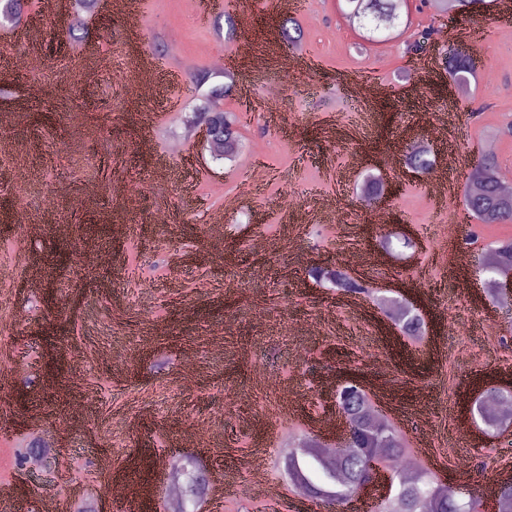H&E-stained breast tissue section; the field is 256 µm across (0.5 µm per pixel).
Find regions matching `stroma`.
<instances>
[{
    "instance_id": "35a3bbf8",
    "label": "stroma",
    "mask_w": 512,
    "mask_h": 512,
    "mask_svg": "<svg viewBox=\"0 0 512 512\" xmlns=\"http://www.w3.org/2000/svg\"><path fill=\"white\" fill-rule=\"evenodd\" d=\"M304 2L298 51L318 67L313 86L280 65L283 17L274 0H206L202 19L185 0H134L125 14H85L88 34L75 42L67 11L36 17L32 43L17 39L15 24H0V114L17 118L0 137L31 143L26 157L0 155V202L36 228L0 233V364L11 366L0 377V413L26 419L0 438V500L48 512L75 490L93 512H139L145 501L170 512L173 475L191 459L205 484L231 490L221 510L204 495L187 512H315L284 463L315 434L330 383L345 373L382 396L407 444L429 436V472L493 512L485 476L496 466L493 449L512 443V422L488 438L463 411L483 398L482 379L512 382V339L503 331L512 307L499 306L477 266L512 239V221L455 217L480 141H494L500 170H512V135L501 132L512 120V40L492 36L494 12L457 17L409 0L413 25L490 32L467 44L479 65L469 96L454 100L442 38L420 69L402 35L357 49L344 0ZM244 42L263 63L237 61L236 85L221 103L240 116L241 152L261 148L264 168L213 161L198 138L183 154L170 152L189 99L177 73L209 71L217 54L234 55ZM143 57L159 81L150 99L134 93ZM353 78L385 92L352 100L343 87ZM271 84L278 110L246 112ZM437 117L464 166L444 199L427 186L447 176L397 160L409 133L423 135ZM147 134L157 157L139 149ZM159 170L168 178L161 195L151 190ZM369 173L394 186L383 204L388 223H374L360 205ZM288 200L301 221H284ZM218 211L219 246L208 230ZM116 224L132 225L134 235L112 237ZM90 225L105 228L97 242L112 253L108 267L83 257L81 230ZM407 234L414 248L402 247ZM353 251L374 258L359 275L372 295L357 311L307 275L317 265L348 268ZM19 252L55 282L56 305L38 302L41 286L13 262ZM459 252L466 268L453 263ZM381 297L412 302L421 335H404ZM53 348L67 353L64 384L96 392L86 421L73 422L46 388L43 362ZM143 454L155 463L148 480L132 473L125 498L100 496L114 470Z\"/></svg>"
}]
</instances>
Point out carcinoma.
<instances>
[{"mask_svg":"<svg viewBox=\"0 0 512 512\" xmlns=\"http://www.w3.org/2000/svg\"><path fill=\"white\" fill-rule=\"evenodd\" d=\"M27 0H0V17L9 20L19 18L25 11ZM409 0H345L346 14L362 36L374 40L383 31H390L400 25H408L403 20L408 13ZM487 0H449V7L461 14H476L481 4ZM432 28H424L413 34L407 42V50L420 54L424 52ZM448 74L459 82H466L474 74L475 62L464 49H456L446 58ZM188 84L195 86L201 98L198 115L204 116L213 109V99L217 93H226L230 85L214 79L213 75L196 74L188 78ZM407 166L414 171L427 172L433 168L429 150L421 146L408 148ZM466 204L471 215L481 224H501L512 221V196H505L499 190L498 161L492 154L479 158L467 178ZM504 267L512 269V240L502 241L489 251L486 268L500 275ZM311 274L318 281L329 283L336 288L341 286L356 293L366 289L353 288L346 272L340 269L315 267ZM410 303L395 306L394 317L402 322L405 335L415 337L420 334L423 321L413 313ZM348 421L353 436L362 433L375 434L380 439L374 444L355 442L362 456L379 453L384 460L395 467L403 459L409 448L393 424L375 423V414L369 408L366 394H355L347 408ZM288 476L293 486L305 495L320 499L328 504L344 502V497L366 479L364 469L336 454L327 456L321 447L309 439L288 455L286 462ZM479 502L473 497L460 502L448 493V488L438 483L429 473L421 472L412 479H404L398 485L396 512H478Z\"/></svg>","mask_w":512,"mask_h":512,"instance_id":"1","label":"carcinoma"}]
</instances>
